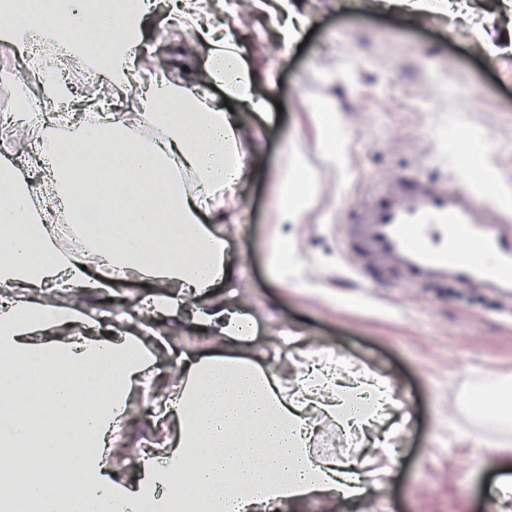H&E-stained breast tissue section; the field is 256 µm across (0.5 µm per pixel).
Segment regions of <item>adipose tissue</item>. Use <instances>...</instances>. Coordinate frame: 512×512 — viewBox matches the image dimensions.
I'll return each mask as SVG.
<instances>
[{"mask_svg":"<svg viewBox=\"0 0 512 512\" xmlns=\"http://www.w3.org/2000/svg\"><path fill=\"white\" fill-rule=\"evenodd\" d=\"M153 9L151 0H132L118 21L103 24L112 38L115 88L131 82L143 24ZM174 12L207 31L210 77L223 87L225 100L262 113V86L274 78H258L230 31L212 24L211 0H175ZM172 99L182 101V111L168 110ZM139 104L162 127V142L141 139L133 124L116 117L104 128L75 129L73 149L55 163V192L72 202L68 230L83 237L91 223L83 189L68 171L99 182L107 166L126 164L140 169L146 181L161 183L163 192L150 205L140 203L135 187L113 197L100 189L99 199H111L117 214L133 212L140 227L123 241L91 243L80 251L62 248L54 216L39 205L33 187L13 166L0 167V289L11 294L0 302V499L10 496L8 452L24 440L26 410L33 405L41 408L42 456L52 473L49 482L33 490L43 512H52L56 493L75 472L81 489L77 512H108L114 503L124 512H180L178 472L185 463L198 464V488L211 512H277L285 503L314 496H361L369 473L316 462L309 450L306 407L290 400L268 370L231 357L178 364L173 385L159 398L172 442L140 454L135 467L142 479L136 485L108 473L103 451L132 398L150 389L153 357L128 336L127 326L96 335V323L80 308L50 301V294L76 287L96 292L115 281L143 280L153 294L140 301L128 326L144 331L152 320L168 322L189 312L218 335L238 340L245 334L243 317L233 306L203 310L194 304L215 282L233 275L222 228L200 223L199 216L221 211L225 195L234 193L244 176L236 153L237 117L163 69L140 89ZM335 370L334 362H314L295 386L343 428L369 429L387 417L392 393L383 378L362 368L355 381L347 382ZM104 374L112 379L106 391L99 384ZM35 377L50 381L51 396L32 388ZM78 379L93 409L81 415V432L75 436L67 423L73 415L71 387ZM63 443L71 446L67 463L54 453Z\"/></svg>","mask_w":512,"mask_h":512,"instance_id":"obj_1","label":"adipose tissue"}]
</instances>
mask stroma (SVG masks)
Masks as SVG:
<instances>
[{"label":"stroma","mask_w":512,"mask_h":512,"mask_svg":"<svg viewBox=\"0 0 512 512\" xmlns=\"http://www.w3.org/2000/svg\"><path fill=\"white\" fill-rule=\"evenodd\" d=\"M297 2L311 17L300 46L279 40L267 0H236L222 13L250 66L278 72L265 118L237 108L246 173L220 219L237 275L200 297L236 305L252 332L230 342L191 319L174 334L158 325L154 371L164 378L176 362L227 356L291 379L308 353L368 368L389 381L406 414L391 478L355 499L289 502L281 512H499L512 454L497 449L492 424L502 406L480 383L512 374V320L498 315L499 297L453 285L396 288L378 266L367 280L348 278L336 264L334 226L352 220L350 202L384 183L440 179L452 163L479 171L487 196L512 189V0H467L463 19L394 11L383 0ZM144 42L135 64L146 76L191 44L194 87L223 106L198 32L158 8ZM303 168L315 194L289 222L275 174ZM277 244L286 259L275 270ZM130 420L105 464L134 483L136 447L168 432L135 409Z\"/></svg>","instance_id":"1"}]
</instances>
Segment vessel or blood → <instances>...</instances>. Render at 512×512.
<instances>
[{
  "label": "vessel or blood",
  "instance_id": "1",
  "mask_svg": "<svg viewBox=\"0 0 512 512\" xmlns=\"http://www.w3.org/2000/svg\"><path fill=\"white\" fill-rule=\"evenodd\" d=\"M336 235L344 258L363 257L418 288L467 284L512 297V209L480 183L418 175L384 185Z\"/></svg>",
  "mask_w": 512,
  "mask_h": 512
}]
</instances>
